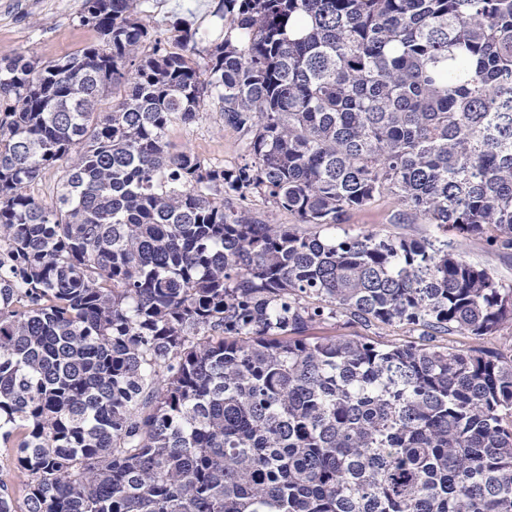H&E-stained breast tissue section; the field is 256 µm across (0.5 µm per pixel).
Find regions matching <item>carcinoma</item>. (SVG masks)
Listing matches in <instances>:
<instances>
[{
  "label": "carcinoma",
  "mask_w": 512,
  "mask_h": 512,
  "mask_svg": "<svg viewBox=\"0 0 512 512\" xmlns=\"http://www.w3.org/2000/svg\"><path fill=\"white\" fill-rule=\"evenodd\" d=\"M142 3L0 57V512H512V360L437 343L512 319L446 238L512 251V0H219L220 41ZM213 100L232 167L168 148ZM386 193L439 237L333 232ZM65 167L66 163L60 162L57 167L46 170L41 179L30 187L31 194L37 199L50 201L51 198L56 196L60 188ZM239 204L244 209L265 215L273 224H289L290 226L307 228L306 224H297L296 218L286 211H271V208L258 197H249L239 202ZM344 320H336V334H344L346 336H370L384 344H402L407 341H416L422 343L419 339L420 331H410L406 327L392 326L383 327L382 329L366 330L359 325H343Z\"/></svg>",
  "instance_id": "obj_1"
}]
</instances>
